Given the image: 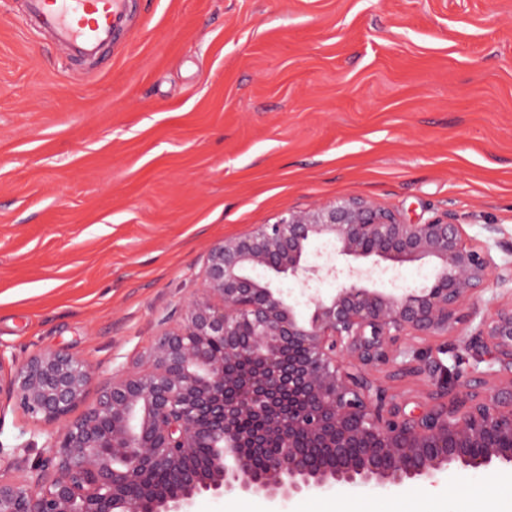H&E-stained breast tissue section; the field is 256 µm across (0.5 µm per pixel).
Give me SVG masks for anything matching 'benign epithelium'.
<instances>
[{
    "label": "benign epithelium",
    "mask_w": 512,
    "mask_h": 512,
    "mask_svg": "<svg viewBox=\"0 0 512 512\" xmlns=\"http://www.w3.org/2000/svg\"><path fill=\"white\" fill-rule=\"evenodd\" d=\"M317 238L372 267L310 264ZM435 263L422 288L372 286L408 262ZM303 287L301 309L266 275ZM340 282L332 294L317 284ZM512 264L468 243L452 215L420 224L359 197L290 210L208 251L183 324L155 336L148 369L97 387L90 365L46 351L5 367L0 396L48 426L51 453L0 474V512H191L210 492L293 497L331 487L415 488L445 472L512 466V298L462 326ZM444 336L438 357L409 354ZM476 365L463 370V355ZM487 363L486 368L479 364ZM423 376V399L390 391ZM312 448L327 450L321 464Z\"/></svg>",
    "instance_id": "7a95c632"
}]
</instances>
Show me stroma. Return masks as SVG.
I'll return each mask as SVG.
<instances>
[{
	"label": "stroma",
	"instance_id": "obj_1",
	"mask_svg": "<svg viewBox=\"0 0 512 512\" xmlns=\"http://www.w3.org/2000/svg\"><path fill=\"white\" fill-rule=\"evenodd\" d=\"M124 45L62 66L0 6V352L64 349L102 383L179 325L210 247L361 196L455 215L512 262V0H133ZM496 232H489V225ZM49 428L0 402V462ZM512 468L334 488L277 512H456Z\"/></svg>",
	"mask_w": 512,
	"mask_h": 512
}]
</instances>
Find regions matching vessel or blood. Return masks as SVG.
I'll use <instances>...</instances> for the list:
<instances>
[{"label":"vessel or blood","instance_id":"vessel-or-blood-1","mask_svg":"<svg viewBox=\"0 0 512 512\" xmlns=\"http://www.w3.org/2000/svg\"><path fill=\"white\" fill-rule=\"evenodd\" d=\"M131 0H25L31 29L49 37L70 58L97 59L103 48L123 39Z\"/></svg>","mask_w":512,"mask_h":512}]
</instances>
